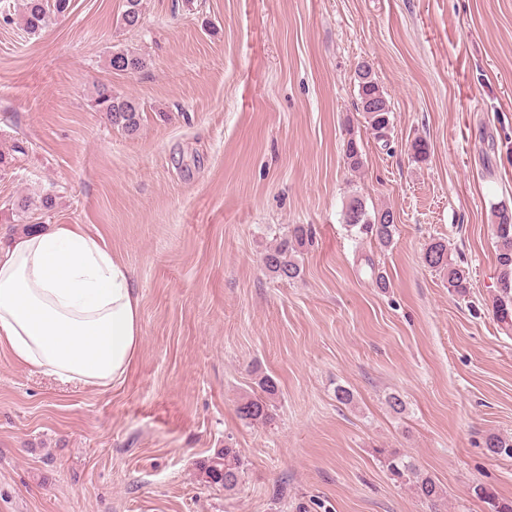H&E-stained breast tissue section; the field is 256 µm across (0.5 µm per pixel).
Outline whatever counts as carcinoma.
Returning <instances> with one entry per match:
<instances>
[{"label": "carcinoma", "mask_w": 512, "mask_h": 512, "mask_svg": "<svg viewBox=\"0 0 512 512\" xmlns=\"http://www.w3.org/2000/svg\"><path fill=\"white\" fill-rule=\"evenodd\" d=\"M141 0H126V9L122 21L127 27H136L141 20ZM71 8V0H24L22 21L25 31L31 35L41 33L53 21L65 16ZM112 69L120 72H137L144 68V60L131 52L120 50L112 53ZM358 111L364 114L369 127L375 131L377 139L387 137L391 110L387 98L376 81L372 71H367L363 79L357 81ZM93 106L105 113L112 125L133 132L140 124V107L134 100L112 94L101 88L93 100ZM348 167L356 171L361 165L359 141L349 138L344 149ZM49 210L53 207V196L45 194L37 198L22 197L15 203V209L26 212L31 208ZM497 263L499 294L494 300L493 308L498 318L507 323L512 321V216L501 210L497 214ZM343 221L347 226L371 234L379 244L388 245L396 231L393 212L380 209L369 213L363 201L353 197L347 204ZM313 232L310 226L295 224L288 236L282 238L264 257L265 268L276 278L285 281L300 277L301 268L295 259L298 248L312 242ZM424 259L432 268L448 269V290L458 295H465L469 285L465 271L448 263V247L441 241H434L426 248ZM259 392L242 400L237 407L239 417L249 423H267L272 418L268 397L275 394L276 384L269 377L258 382ZM485 447L499 456L512 458V438L490 435L485 440ZM382 455L383 462L393 480L409 486L420 499L437 509L443 499L440 486L409 456L388 452L383 448L376 450ZM243 461L234 448H224L205 461L200 475L204 483L219 485L231 492L238 488L242 480ZM474 495L487 504L488 512H512V502L499 499L496 493L483 484L473 486Z\"/></svg>", "instance_id": "obj_1"}]
</instances>
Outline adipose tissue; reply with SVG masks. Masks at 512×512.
<instances>
[{"instance_id": "adipose-tissue-1", "label": "adipose tissue", "mask_w": 512, "mask_h": 512, "mask_svg": "<svg viewBox=\"0 0 512 512\" xmlns=\"http://www.w3.org/2000/svg\"><path fill=\"white\" fill-rule=\"evenodd\" d=\"M140 342L129 271L97 236L57 224L0 253V345L16 361L106 390L125 378Z\"/></svg>"}]
</instances>
